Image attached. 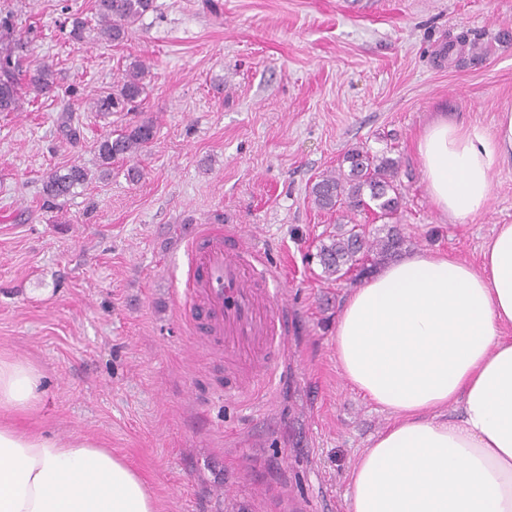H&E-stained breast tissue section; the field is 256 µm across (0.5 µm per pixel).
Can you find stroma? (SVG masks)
Instances as JSON below:
<instances>
[{"instance_id":"obj_1","label":"stroma","mask_w":512,"mask_h":512,"mask_svg":"<svg viewBox=\"0 0 512 512\" xmlns=\"http://www.w3.org/2000/svg\"><path fill=\"white\" fill-rule=\"evenodd\" d=\"M92 2L0 0V48L28 41L61 76L0 112V354L43 388L16 422L111 449L159 512H344L349 473L390 416L337 367L336 320L361 280L324 279L316 253L342 216L309 190L352 147L392 158L402 252L476 263L512 224V162L461 221L434 206L414 143L439 114L491 131L512 109V0H154L121 44L70 40ZM136 59L152 65L139 112H89ZM138 119L156 127L140 155L46 204L51 170L96 169L97 141ZM215 223L278 270L288 332L256 378L253 354L183 317L185 243Z\"/></svg>"}]
</instances>
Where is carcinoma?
Here are the masks:
<instances>
[{
  "mask_svg": "<svg viewBox=\"0 0 512 512\" xmlns=\"http://www.w3.org/2000/svg\"><path fill=\"white\" fill-rule=\"evenodd\" d=\"M97 17L95 26L80 17L74 18L71 39L82 42L86 33L96 29L98 36L114 45L122 43L131 28L150 10L153 0H94ZM24 56L7 54L0 60V112H16L23 104L21 88L15 74L25 71L26 88L35 96L45 95L57 86V73L46 63L23 66ZM151 79V66L134 60L126 66L121 76L112 82V89L88 103V109L107 116L113 112H133L146 97ZM154 124L141 121L130 124L119 132L103 136L96 145L98 167L101 174L110 171L112 161L133 158L154 138ZM348 169L330 172L319 179L311 189L314 204L321 210L370 211L384 221L385 235L370 237L364 227L355 225L328 235L321 244L317 258L326 278L335 281L355 271L364 276L371 272L366 258L371 252L390 255L400 249L403 238L390 219L402 205L397 178L396 162L378 157L360 147L348 150L343 158ZM91 179V171L80 164L50 171L43 182L44 197L54 202L65 198L74 189Z\"/></svg>",
  "mask_w": 512,
  "mask_h": 512,
  "instance_id": "1",
  "label": "carcinoma"
}]
</instances>
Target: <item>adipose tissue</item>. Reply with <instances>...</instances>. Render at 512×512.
<instances>
[{"instance_id": "ef3b65f1", "label": "adipose tissue", "mask_w": 512, "mask_h": 512, "mask_svg": "<svg viewBox=\"0 0 512 512\" xmlns=\"http://www.w3.org/2000/svg\"><path fill=\"white\" fill-rule=\"evenodd\" d=\"M415 151L436 208L467 219L512 159V111L491 132L436 119ZM335 345L346 383L391 415L351 470L345 512H512V224L479 266L414 251L375 271L345 301ZM39 387L33 366L0 355L1 414L35 410ZM0 512L158 510L111 450L5 422Z\"/></svg>"}]
</instances>
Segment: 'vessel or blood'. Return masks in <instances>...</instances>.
<instances>
[{"label": "vessel or blood", "mask_w": 512, "mask_h": 512, "mask_svg": "<svg viewBox=\"0 0 512 512\" xmlns=\"http://www.w3.org/2000/svg\"><path fill=\"white\" fill-rule=\"evenodd\" d=\"M185 251L181 288L192 333L241 348L268 346L282 335L270 292L274 270L264 249L244 240L239 230L205 224Z\"/></svg>", "instance_id": "b4317fda"}]
</instances>
